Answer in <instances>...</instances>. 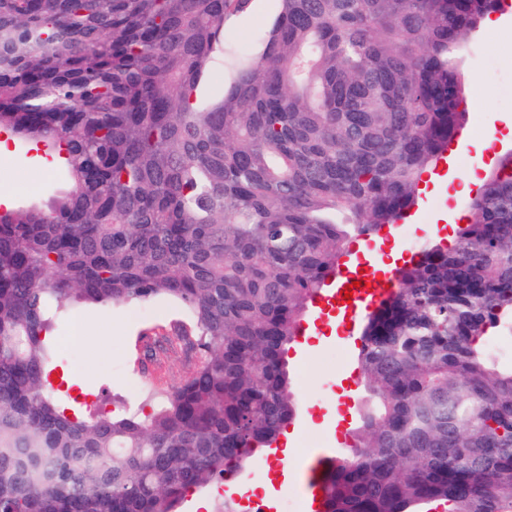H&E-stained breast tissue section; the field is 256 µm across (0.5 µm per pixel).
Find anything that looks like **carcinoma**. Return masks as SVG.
Masks as SVG:
<instances>
[{
	"mask_svg": "<svg viewBox=\"0 0 512 512\" xmlns=\"http://www.w3.org/2000/svg\"><path fill=\"white\" fill-rule=\"evenodd\" d=\"M0 0V132L55 177L0 209V512H178L298 412L288 350L349 242L418 205L466 121L461 62L499 0ZM451 245L397 270L359 348L366 403L321 512H512V152ZM165 298L198 354L152 412L48 380L73 309ZM252 5L245 15L228 21L224 27V68L217 72L216 77L229 83L235 70L230 61L233 52L237 55H245L257 52V42L271 26L274 17L279 12L277 0H252ZM224 72V80L219 77Z\"/></svg>",
	"mask_w": 512,
	"mask_h": 512,
	"instance_id": "1",
	"label": "carcinoma"
}]
</instances>
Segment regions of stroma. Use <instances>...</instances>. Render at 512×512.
Returning a JSON list of instances; mask_svg holds the SVG:
<instances>
[{"instance_id":"35a3bbf8","label":"stroma","mask_w":512,"mask_h":512,"mask_svg":"<svg viewBox=\"0 0 512 512\" xmlns=\"http://www.w3.org/2000/svg\"><path fill=\"white\" fill-rule=\"evenodd\" d=\"M278 11V0H253L245 15L226 23L225 51L256 52L260 36ZM464 67L467 98L481 101L483 109L469 112L464 129L449 144L447 175L422 178L417 210L423 223L436 230L429 236L417 235L416 247L402 254L406 261L417 256L419 247L453 241L469 217V199L478 189L466 181L469 170L479 166L490 171L501 155L512 151V18L502 17L496 27L482 26L469 39ZM47 179V167L36 152L14 150L0 156V192L12 205L47 204ZM179 316L176 306L162 298L147 306L132 303L77 312L66 350L51 369L64 378V393L73 395L75 407L82 411L119 416L143 408L152 393L169 391L192 370L178 351L156 363L143 358L142 334ZM308 324L314 335L300 336L287 354L300 407L285 436L276 442L277 455H254L242 472L225 482L246 499L262 472H269L275 488L272 512H310L302 496L305 467L311 457L350 444L365 401L357 359L359 331L344 333L339 322L317 308Z\"/></svg>"}]
</instances>
